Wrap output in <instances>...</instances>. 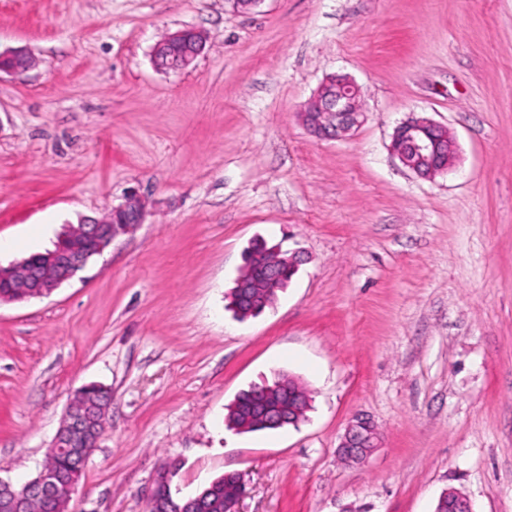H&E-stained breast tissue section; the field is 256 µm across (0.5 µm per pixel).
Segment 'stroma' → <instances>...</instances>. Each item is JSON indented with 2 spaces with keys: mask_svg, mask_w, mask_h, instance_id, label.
Here are the masks:
<instances>
[{
  "mask_svg": "<svg viewBox=\"0 0 512 512\" xmlns=\"http://www.w3.org/2000/svg\"><path fill=\"white\" fill-rule=\"evenodd\" d=\"M202 54L158 70L159 36ZM0 253L51 249L137 190L143 224L51 295L0 304V478L37 476L74 393L112 408L68 512H146L240 473V512H512V0H0ZM331 74L362 88L342 140L299 122ZM424 115L458 155L420 179L392 155ZM305 252L275 305L227 295L255 239ZM286 374L304 422L239 434L225 407ZM381 445L336 448L356 414ZM206 43L205 35L196 29L178 30L166 33L165 42L157 43L152 53L155 56L154 65L164 71H181L191 66L201 55ZM179 47L173 53H163L165 46ZM159 54V56H157ZM434 512H473L472 505L466 495L453 489L442 492Z\"/></svg>",
  "mask_w": 512,
  "mask_h": 512,
  "instance_id": "obj_1",
  "label": "stroma"
}]
</instances>
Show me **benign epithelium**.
<instances>
[{
	"instance_id": "1",
	"label": "benign epithelium",
	"mask_w": 512,
	"mask_h": 512,
	"mask_svg": "<svg viewBox=\"0 0 512 512\" xmlns=\"http://www.w3.org/2000/svg\"><path fill=\"white\" fill-rule=\"evenodd\" d=\"M205 35L196 29L178 30L166 34L165 43L153 48L156 67L164 71H181L191 66L201 55ZM0 57L11 60V66L0 67L1 72L15 73L28 69L32 57L28 51L17 49ZM361 91L347 75H330L318 86L299 112L302 124L313 135L324 139H340L349 135L360 124ZM390 151L400 163L424 180L433 181L452 168L457 146L448 129L428 117H411L395 127ZM146 203L142 196L131 193L100 218L84 217L82 225L84 245L68 252L63 247L46 254L43 266L26 258L7 267L0 266V278H12L18 273L27 276L26 287L38 289V296H48L63 283L73 278L95 256L102 255L121 236L131 233L143 223ZM84 390H79L70 401L62 425L57 431L42 469L29 482V488L47 503L53 512H65V506L75 490V484L65 480L54 465V458L68 453L82 459L89 458L101 436L102 428H93L91 417L81 402ZM381 436L377 425L368 417L353 418L346 429L339 452L344 458L363 461L379 447ZM168 471L158 477L147 501L148 512H205L203 506L207 490L188 498H176L170 488ZM238 484L237 494L224 501V512H239V503L246 494L241 475L232 473ZM26 495L18 493L12 483L0 479V512H27ZM435 512H472L469 498L453 489L442 492Z\"/></svg>"
}]
</instances>
